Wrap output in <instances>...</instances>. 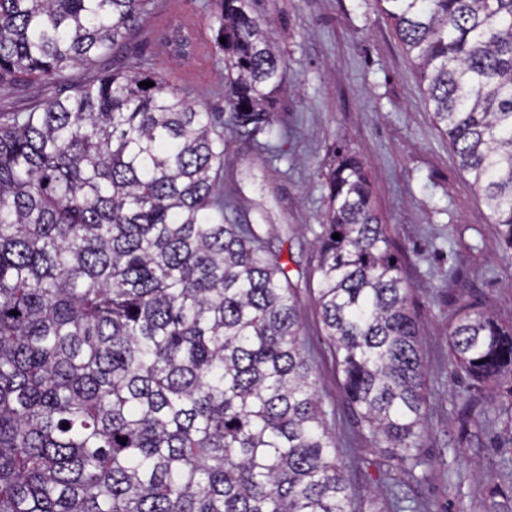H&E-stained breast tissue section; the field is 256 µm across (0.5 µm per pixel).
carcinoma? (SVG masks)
<instances>
[{
    "label": "carcinoma",
    "mask_w": 512,
    "mask_h": 512,
    "mask_svg": "<svg viewBox=\"0 0 512 512\" xmlns=\"http://www.w3.org/2000/svg\"><path fill=\"white\" fill-rule=\"evenodd\" d=\"M216 2L222 122L130 51L155 0H0V87L29 100L0 111V512H350L289 270L222 187L229 140L278 150L286 60L252 0ZM377 2L512 250V0ZM325 176L309 288L347 405L410 473L412 285L356 153ZM448 347L462 414L512 417V324L471 298Z\"/></svg>",
    "instance_id": "obj_1"
}]
</instances>
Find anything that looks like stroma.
Segmentation results:
<instances>
[{
  "instance_id": "35a3bbf8",
  "label": "stroma",
  "mask_w": 512,
  "mask_h": 512,
  "mask_svg": "<svg viewBox=\"0 0 512 512\" xmlns=\"http://www.w3.org/2000/svg\"><path fill=\"white\" fill-rule=\"evenodd\" d=\"M257 11L275 23L288 61L290 91L278 106L288 156L271 161L251 142L231 143L224 152V194L237 203L242 222L274 225L267 240L283 249L291 280L301 287L306 348L353 491V512H512V498L492 495L488 480L512 460V429L492 412L480 425L459 417L457 394L465 381L448 352V327L461 300L479 296L503 319L512 318V255L498 226L436 129L419 75L375 0H257ZM217 12L216 0H157L133 45L220 114ZM175 25L192 41L178 61L161 47ZM334 145L363 161L413 285L428 431L423 463L411 478L388 470L385 450L373 446L348 409L334 350L303 287L326 209L324 172ZM453 268L458 277H450Z\"/></svg>"
}]
</instances>
